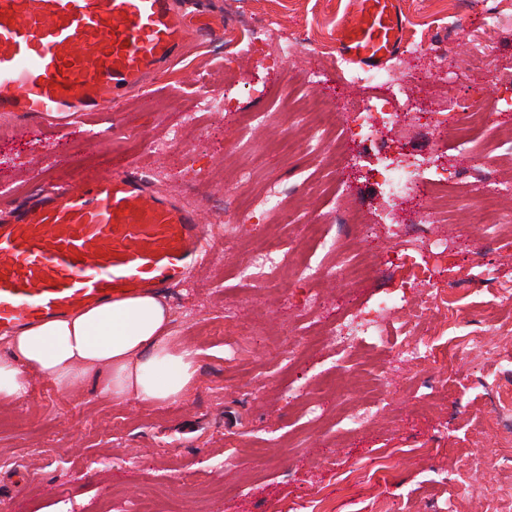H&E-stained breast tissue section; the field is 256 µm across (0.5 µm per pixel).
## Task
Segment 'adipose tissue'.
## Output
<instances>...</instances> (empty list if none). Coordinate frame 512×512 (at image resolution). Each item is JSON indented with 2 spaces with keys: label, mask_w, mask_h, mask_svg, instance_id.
<instances>
[{
  "label": "adipose tissue",
  "mask_w": 512,
  "mask_h": 512,
  "mask_svg": "<svg viewBox=\"0 0 512 512\" xmlns=\"http://www.w3.org/2000/svg\"><path fill=\"white\" fill-rule=\"evenodd\" d=\"M173 321L164 301L144 294L15 330L1 341L0 400L22 401L35 374L60 385L100 379L117 402L180 399L197 381L198 352Z\"/></svg>",
  "instance_id": "ef3b65f1"
}]
</instances>
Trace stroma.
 I'll return each mask as SVG.
<instances>
[{
    "label": "stroma",
    "mask_w": 512,
    "mask_h": 512,
    "mask_svg": "<svg viewBox=\"0 0 512 512\" xmlns=\"http://www.w3.org/2000/svg\"><path fill=\"white\" fill-rule=\"evenodd\" d=\"M407 32L448 41L442 57L415 54L406 43L398 64L415 74L403 89L412 105L395 125L361 134L355 112L373 90L347 67L337 78L335 29L354 0H187L219 24L211 43L187 44L183 57L144 90L133 89L114 110L82 123L67 117L11 119L0 126V216L35 200L42 183L65 186L79 176L134 170L163 194L204 213L212 236L199 264L166 295L178 336L194 346L198 380L182 398L158 406L112 401L94 380L72 386L36 376L27 400L0 402V512H490L512 493V350L467 354L460 335L487 325L512 327V108L456 137L457 112L441 129L427 114L456 99L493 105L499 86L462 73L479 47L512 67V0H402ZM501 22L486 27L488 9ZM275 23L307 41L298 63L285 66L250 39L254 23ZM218 99L202 111L203 95ZM324 97L335 108L337 151L294 106ZM268 114L244 130L241 113ZM178 129L173 153L153 141ZM297 148L274 150L281 138ZM450 166L491 158L489 174L504 187L494 211L473 205L474 187L454 190L452 223L426 224L423 239H444L447 253L428 255L430 280L410 282L393 245L402 224L421 207L391 200L381 172L407 156L421 177L438 178L437 146ZM286 194L266 201L270 182ZM320 225L322 241L306 227ZM283 243L291 261L315 266L365 260L360 279L303 278L296 269L262 281L239 274L248 251ZM446 301L421 326L404 311L383 312L387 341L369 346L370 374L399 381V342L424 339L435 358L420 363L404 394L372 424L347 431L343 412L357 404L365 380L355 348L303 346L343 307L377 310L387 294L407 300L430 288ZM404 380V379H403ZM302 388L304 398H291ZM477 451L494 454L493 468L460 474ZM401 468L380 471L381 463Z\"/></svg>",
    "instance_id": "stroma-1"
}]
</instances>
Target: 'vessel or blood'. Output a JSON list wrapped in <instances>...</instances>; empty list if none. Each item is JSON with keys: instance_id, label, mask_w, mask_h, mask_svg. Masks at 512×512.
I'll use <instances>...</instances> for the list:
<instances>
[{"instance_id": "vessel-or-blood-1", "label": "vessel or blood", "mask_w": 512, "mask_h": 512, "mask_svg": "<svg viewBox=\"0 0 512 512\" xmlns=\"http://www.w3.org/2000/svg\"><path fill=\"white\" fill-rule=\"evenodd\" d=\"M401 0H357L336 49L361 68L403 48ZM177 0H0V112L36 118L108 112L213 36ZM41 205L0 224V331H13L181 281L203 215L138 173L43 185Z\"/></svg>"}]
</instances>
